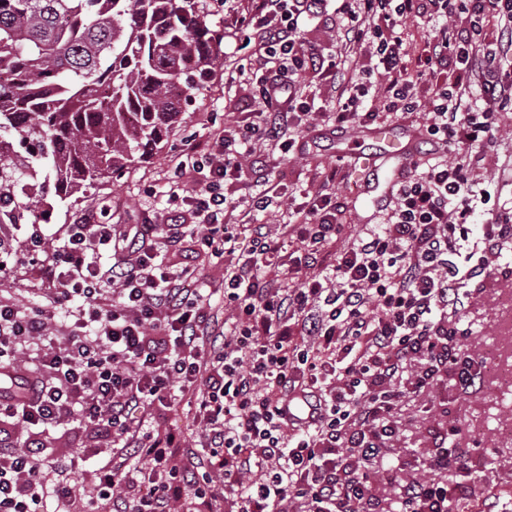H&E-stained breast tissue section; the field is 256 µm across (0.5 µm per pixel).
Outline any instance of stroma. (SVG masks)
<instances>
[{
    "mask_svg": "<svg viewBox=\"0 0 512 512\" xmlns=\"http://www.w3.org/2000/svg\"><path fill=\"white\" fill-rule=\"evenodd\" d=\"M220 51L225 65L205 86L191 92L162 149L88 189L76 202L61 207L51 223L36 229L17 225V242H26L35 230L46 240H53L65 225L89 212L105 224H134L141 213L170 212L168 180L188 146L231 128L240 112L260 108L257 92L239 75L243 60L234 31L225 30ZM291 136L295 146L290 153L262 146L257 149L262 170L247 172V185L264 190L269 184L282 182L287 190L266 211L250 213L249 221L272 228L285 223L290 205L301 203L314 190L317 177L332 172L336 175L335 191L347 204L344 239L354 240L379 224L376 200L380 193L370 189L361 173L367 160L351 153L349 130L325 121L292 131ZM473 156L478 181L492 184L490 201L478 205L473 217L478 226L512 211V107L501 112L490 145L474 149ZM41 293V281L26 264L0 281V295L14 297L23 308L39 302ZM464 322L470 328L464 342L466 354L481 362L512 366L511 265L497 267L489 279L478 284L466 304ZM403 417L405 425L397 446L407 458H424L433 447L435 431L453 423L461 429V447L472 449L480 459L473 495L459 503L462 512H512V377L483 374L480 383L445 402L438 391H431L409 402Z\"/></svg>",
    "mask_w": 512,
    "mask_h": 512,
    "instance_id": "obj_1",
    "label": "stroma"
}]
</instances>
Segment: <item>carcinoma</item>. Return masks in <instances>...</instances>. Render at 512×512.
Instances as JSON below:
<instances>
[{
    "mask_svg": "<svg viewBox=\"0 0 512 512\" xmlns=\"http://www.w3.org/2000/svg\"><path fill=\"white\" fill-rule=\"evenodd\" d=\"M222 39L198 0H0V225L160 149Z\"/></svg>",
    "mask_w": 512,
    "mask_h": 512,
    "instance_id": "carcinoma-1",
    "label": "carcinoma"
}]
</instances>
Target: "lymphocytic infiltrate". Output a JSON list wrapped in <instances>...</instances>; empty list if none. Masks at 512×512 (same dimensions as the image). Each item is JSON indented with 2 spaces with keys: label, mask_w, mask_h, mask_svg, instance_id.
<instances>
[{
  "label": "lymphocytic infiltrate",
  "mask_w": 512,
  "mask_h": 512,
  "mask_svg": "<svg viewBox=\"0 0 512 512\" xmlns=\"http://www.w3.org/2000/svg\"><path fill=\"white\" fill-rule=\"evenodd\" d=\"M326 2L224 0L265 109L190 148L172 215L87 216L50 244L31 234L48 298L24 310L0 296V512H44L50 498L54 512H218L223 499L225 512H373L377 483L392 487V512H450L470 496L478 461L456 446L457 426L419 470L399 467L395 443L408 400L482 374L458 325L468 282L512 257V223L473 236L490 193L473 190L471 150L512 103V0H341L333 18ZM313 18L335 33L333 60L305 37ZM412 58L432 72L426 92ZM303 73L332 76L337 126L422 110L424 139L458 147L403 176L379 207L383 224L343 245L346 207L327 179L276 231L234 218L273 203L239 193L257 145L289 152L287 130L318 118ZM203 260L224 270L223 309L196 274ZM61 312L74 319L62 345ZM181 393L200 428L192 462L182 432L153 419ZM78 416L124 450L95 470L90 494L67 478L77 457L55 458L41 440Z\"/></svg>",
  "instance_id": "lymphocytic-infiltrate-1"
}]
</instances>
